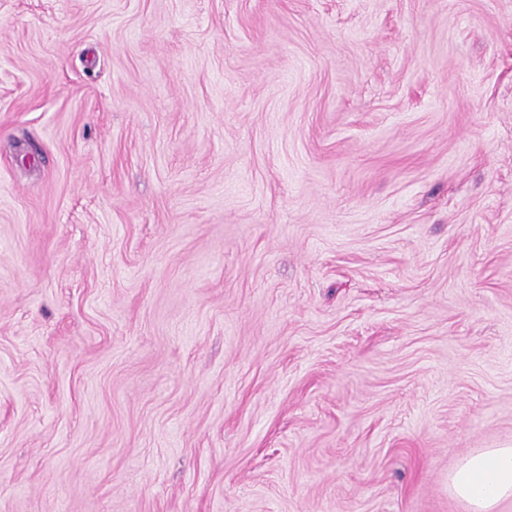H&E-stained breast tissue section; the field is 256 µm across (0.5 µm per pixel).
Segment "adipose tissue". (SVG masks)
Returning a JSON list of instances; mask_svg holds the SVG:
<instances>
[{"label": "adipose tissue", "instance_id": "1", "mask_svg": "<svg viewBox=\"0 0 512 512\" xmlns=\"http://www.w3.org/2000/svg\"><path fill=\"white\" fill-rule=\"evenodd\" d=\"M452 495L468 512H497L512 498V448H488L466 456L448 476Z\"/></svg>", "mask_w": 512, "mask_h": 512}]
</instances>
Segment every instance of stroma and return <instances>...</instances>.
I'll use <instances>...</instances> for the list:
<instances>
[{"instance_id":"stroma-1","label":"stroma","mask_w":512,"mask_h":512,"mask_svg":"<svg viewBox=\"0 0 512 512\" xmlns=\"http://www.w3.org/2000/svg\"><path fill=\"white\" fill-rule=\"evenodd\" d=\"M512 448V0H0V512H466ZM448 488L468 512H497L512 498V448H486L466 456L448 475Z\"/></svg>"}]
</instances>
